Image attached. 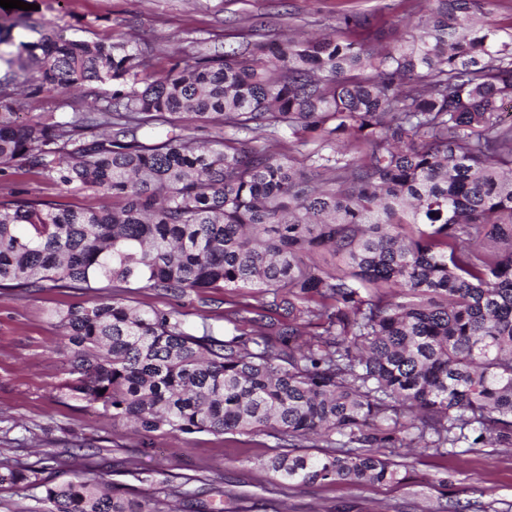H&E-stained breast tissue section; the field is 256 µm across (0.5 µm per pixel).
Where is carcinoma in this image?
<instances>
[{
    "label": "carcinoma",
    "mask_w": 512,
    "mask_h": 512,
    "mask_svg": "<svg viewBox=\"0 0 512 512\" xmlns=\"http://www.w3.org/2000/svg\"><path fill=\"white\" fill-rule=\"evenodd\" d=\"M492 0H418L389 42L337 31L249 39L183 58L106 35L19 42L0 76V174L33 172L112 208L0 202V288L106 291L53 314L69 352L62 395L141 436H265L281 488L399 483L395 448L512 447V33ZM111 84L102 104L22 124L17 89ZM211 124L210 142L185 134ZM234 135H226V130ZM288 132L283 138L280 132ZM313 145L295 154V145ZM195 295L260 290L229 311L140 309L137 285ZM300 448H324L312 455ZM54 484L0 464L35 512H221L205 483L128 497L78 464ZM487 20L502 29V33H510L512 30V0H493Z\"/></svg>",
    "instance_id": "cac0c4a2"
}]
</instances>
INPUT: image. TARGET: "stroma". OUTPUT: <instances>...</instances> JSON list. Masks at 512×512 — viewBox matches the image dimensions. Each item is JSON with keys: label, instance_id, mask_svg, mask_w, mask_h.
I'll list each match as a JSON object with an SVG mask.
<instances>
[{"label": "stroma", "instance_id": "obj_1", "mask_svg": "<svg viewBox=\"0 0 512 512\" xmlns=\"http://www.w3.org/2000/svg\"><path fill=\"white\" fill-rule=\"evenodd\" d=\"M30 31L14 28L15 41H36L52 31L68 39L111 35L155 50L152 71L165 74L187 56L239 47L256 25L284 36L291 32L331 33L345 13L369 14L375 29L404 30L417 19L414 0H32ZM99 85L41 92L28 99L17 118L51 122L72 109L85 110L102 95ZM35 198L57 205L108 209L111 197L73 188L63 190L34 173L0 176V201ZM80 288L36 292L0 288V462L42 466L48 453L72 454L106 473L134 495L154 492L159 483L185 478L213 482L234 496L225 512H512V449L471 448L442 455L401 448L394 459L398 484L357 486L345 481L306 484L282 492L276 479L257 470L271 455V439L195 433L156 436L139 445L129 428L113 424L101 407L62 396L67 356L61 330L50 314L91 300Z\"/></svg>", "mask_w": 512, "mask_h": 512}]
</instances>
